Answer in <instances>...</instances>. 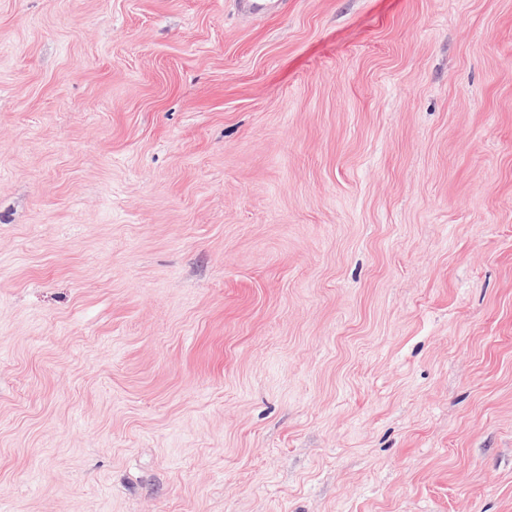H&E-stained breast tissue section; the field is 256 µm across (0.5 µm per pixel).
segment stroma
<instances>
[{
  "label": "stroma",
  "instance_id": "obj_1",
  "mask_svg": "<svg viewBox=\"0 0 512 512\" xmlns=\"http://www.w3.org/2000/svg\"><path fill=\"white\" fill-rule=\"evenodd\" d=\"M0 512H512V0H0Z\"/></svg>",
  "mask_w": 512,
  "mask_h": 512
}]
</instances>
